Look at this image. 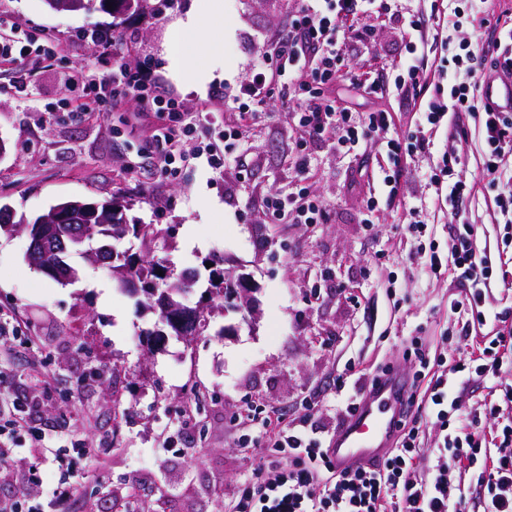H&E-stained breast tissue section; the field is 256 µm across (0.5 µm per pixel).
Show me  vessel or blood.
Masks as SVG:
<instances>
[{"label": "vessel or blood", "instance_id": "1", "mask_svg": "<svg viewBox=\"0 0 512 512\" xmlns=\"http://www.w3.org/2000/svg\"><path fill=\"white\" fill-rule=\"evenodd\" d=\"M483 93L489 102L512 107V76L498 74L485 82ZM411 393L407 376L392 372L383 376L367 393L355 416L340 428L331 441L330 456L337 471L344 472L376 464L392 446L395 419Z\"/></svg>", "mask_w": 512, "mask_h": 512}]
</instances>
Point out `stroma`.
<instances>
[{
	"label": "stroma",
	"instance_id": "35a3bbf8",
	"mask_svg": "<svg viewBox=\"0 0 512 512\" xmlns=\"http://www.w3.org/2000/svg\"><path fill=\"white\" fill-rule=\"evenodd\" d=\"M188 0H143L139 13L108 7L55 11L46 0H0V15L35 36L50 34L70 44L68 58H29L23 66L0 64V206L35 219L68 200L133 198L128 223L151 224L162 237L154 256L175 271L195 270L189 306L207 301L212 259L250 275L251 300L229 312L214 310L192 344L168 337L149 353L145 330L155 315L119 286L92 287L97 269L72 256L80 278L60 284L26 261V234L0 231V312L20 322L17 338L0 341V393L21 392L40 400L36 423L49 433L67 430L89 448L91 460L77 480L70 512H119L130 485H137L144 512H226L239 476L259 461L258 450L240 447L242 421L274 409L286 420H306L312 437L324 438L333 422L336 378L355 383L387 366L413 373L405 352L420 337L430 357L469 358L490 344L498 328L512 326V224L495 211L496 188L483 172L478 135L449 143L446 129L428 151L409 161L401 190H378L379 145H369L363 164L338 152L332 141L309 145L306 181L330 211L325 224H270L264 198L298 182L294 168L299 131L292 114L273 110L252 124L239 144L242 164L217 174L192 158L196 140L176 159L171 175L152 165L164 152L154 139L157 120L137 101L104 114L82 111L83 89L66 92L59 75L95 69L106 75L126 65L160 77V94H173L184 111L206 112L210 132L235 116L218 97L235 92L266 41L287 25L291 0H224V17L212 35L224 41V76L197 90L185 89L166 57L171 26ZM376 43L348 56L357 82L339 77L329 95L359 112L392 113L401 134L416 115L401 96L369 94L367 78L391 73L406 58L397 21L370 16ZM111 31L118 53L101 55L81 31ZM26 76L27 94L14 81ZM67 109H60L61 99ZM460 157L451 178L472 193L457 214H448L430 183L442 156ZM213 202L198 206L201 196ZM377 197L372 223L362 221L367 198ZM427 228L412 235L413 208ZM474 230V247L497 275L485 291L484 321L470 327L468 343L451 341L461 290L447 274H431V251L446 253L454 225ZM51 397H43L44 387ZM55 447L24 448L0 475V493L20 491L29 469L56 468Z\"/></svg>",
	"mask_w": 512,
	"mask_h": 512
}]
</instances>
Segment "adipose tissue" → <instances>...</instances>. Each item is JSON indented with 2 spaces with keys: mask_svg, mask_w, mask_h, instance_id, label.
Here are the masks:
<instances>
[{
  "mask_svg": "<svg viewBox=\"0 0 512 512\" xmlns=\"http://www.w3.org/2000/svg\"><path fill=\"white\" fill-rule=\"evenodd\" d=\"M207 2V7L202 8L192 0L184 16L173 25L168 41L173 74L182 84L194 88L204 86L212 79L214 69L224 65L223 44L207 37L214 19L224 14V0ZM199 53L206 56V63L196 61Z\"/></svg>",
  "mask_w": 512,
  "mask_h": 512,
  "instance_id": "ef3b65f1",
  "label": "adipose tissue"
}]
</instances>
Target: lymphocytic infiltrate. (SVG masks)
Returning <instances> with one entry per match:
<instances>
[{
  "instance_id": "1",
  "label": "lymphocytic infiltrate",
  "mask_w": 512,
  "mask_h": 512,
  "mask_svg": "<svg viewBox=\"0 0 512 512\" xmlns=\"http://www.w3.org/2000/svg\"><path fill=\"white\" fill-rule=\"evenodd\" d=\"M398 17L409 58L390 77L370 83L372 93L397 91L417 107L416 130L403 142L388 112L356 115L336 108L323 89L336 79L346 62V49L354 42L361 17ZM439 5L429 12L405 11L398 0H298L287 28L272 36L268 49L252 64L250 74L224 102L225 111L235 113V125L225 127L218 142L208 143L204 155L208 165L224 170L240 163L235 142L261 112L280 107L293 112L302 139H336L345 153L365 154L369 140L381 139L386 146L388 172L382 178L389 195H396L406 157L428 150L430 136L443 126L447 113L468 112L479 118V135L484 146V169L497 180L500 191L496 206L507 223H512V116L487 106L482 97L486 71H512V15L484 12L478 26L484 31L454 65L467 79L444 86L447 71H432L431 54L443 44L450 28ZM67 46L50 37H19L18 27L0 17V60L17 62L27 56L66 58ZM68 85L91 88L92 97L83 104L86 112H109L129 99H138L152 112H171L173 100L152 95L151 76L125 67L111 75L77 72ZM264 208L281 224H322L327 210L306 188L292 189L267 197ZM433 273L448 270L462 288L458 305L464 319L453 327L456 341L468 340L471 320L482 319L485 287L493 270L478 257L472 231H457L446 254L432 253ZM479 376L486 382L500 379V359L475 355L442 369L432 382L424 402L412 405L397 425L394 448L375 467L352 473L336 472L329 440L311 437L305 422H283L264 418L255 434H242L239 443L261 451L260 462L244 473L232 512H469L463 488L453 479L454 467H474L483 488V512H512V395L486 404L487 415H505L502 440L495 448L481 445L472 432L450 421L462 409L464 379ZM38 400L0 395V463L9 460L26 441L42 440L35 425ZM430 421L439 431L431 453L433 465L425 477L414 474V460L421 452L419 429ZM89 457L85 449L59 446L58 467L63 477L47 481L39 469L30 470L21 496L0 497V512H40L39 499H46L52 512H69L75 497L74 482Z\"/></svg>"
}]
</instances>
